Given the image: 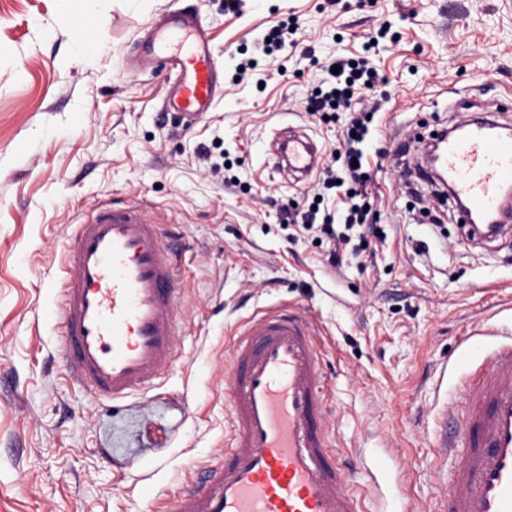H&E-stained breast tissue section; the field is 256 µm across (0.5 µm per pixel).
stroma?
I'll return each instance as SVG.
<instances>
[{
  "label": "stroma",
  "instance_id": "obj_1",
  "mask_svg": "<svg viewBox=\"0 0 512 512\" xmlns=\"http://www.w3.org/2000/svg\"><path fill=\"white\" fill-rule=\"evenodd\" d=\"M190 6L207 22L223 91L202 120L163 115L158 71L125 56L157 16ZM98 55L77 50L71 0H0V512H170L223 457L231 435L225 357L251 315L310 312L324 354L333 444L364 512H425L449 486L436 466L440 416L485 349L512 336V231L466 241L432 184L396 186L415 129L464 120L458 99L512 107V0H86ZM293 18L298 42L234 79L255 39ZM382 77L368 100L385 155L373 190L383 238L350 243L338 267L314 232L281 221L307 208L319 174L276 172L272 137L303 128L321 164L342 124L305 112L319 59L362 52ZM409 143L398 155L400 143ZM235 187L225 188V179ZM147 199L178 252L177 358L150 388L99 400L59 349L61 255L101 202ZM483 346L458 356L467 337Z\"/></svg>",
  "mask_w": 512,
  "mask_h": 512
}]
</instances>
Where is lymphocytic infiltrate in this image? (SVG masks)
I'll use <instances>...</instances> for the list:
<instances>
[{
    "label": "lymphocytic infiltrate",
    "instance_id": "1",
    "mask_svg": "<svg viewBox=\"0 0 512 512\" xmlns=\"http://www.w3.org/2000/svg\"><path fill=\"white\" fill-rule=\"evenodd\" d=\"M324 78L319 86L307 93L305 110L320 117L345 116L342 143L335 162L326 166L321 184L325 189L344 188L339 211H324L323 215H307L305 228H318L331 245L329 259L338 263L339 249L347 241V230L357 228L376 232L373 219L375 196L371 190L375 173L363 150L370 133L371 118L376 106L363 104L360 92L375 86L380 80L378 71L367 58L336 59L322 64Z\"/></svg>",
    "mask_w": 512,
    "mask_h": 512
}]
</instances>
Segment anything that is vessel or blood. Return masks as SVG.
Here are the masks:
<instances>
[{"label": "vessel or blood", "instance_id": "b4317fda", "mask_svg": "<svg viewBox=\"0 0 512 512\" xmlns=\"http://www.w3.org/2000/svg\"><path fill=\"white\" fill-rule=\"evenodd\" d=\"M141 65L168 78L163 109L195 120L215 95L218 63L202 20L180 8L152 26ZM495 115L442 145L437 165L474 212L499 213L512 186V136H493ZM279 170L315 167L303 129L273 137ZM144 202L99 204L76 225L62 258L61 352L72 378L118 399L150 387L174 360L180 271ZM232 431L216 471L183 490L173 512H360L343 488L344 463L326 424L321 352L312 316L281 307L250 318L227 357ZM439 441L455 468L438 512H512V339L490 352Z\"/></svg>", "mask_w": 512, "mask_h": 512}]
</instances>
